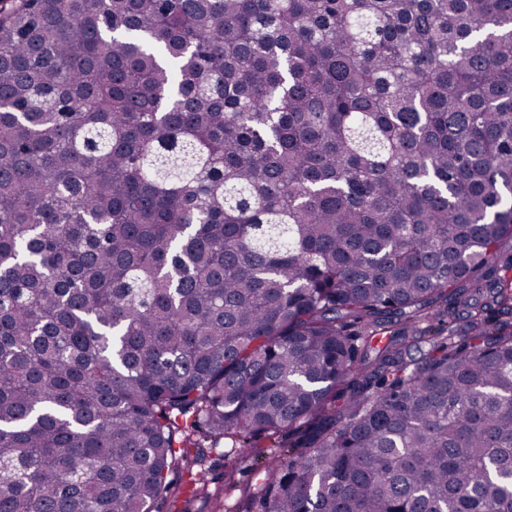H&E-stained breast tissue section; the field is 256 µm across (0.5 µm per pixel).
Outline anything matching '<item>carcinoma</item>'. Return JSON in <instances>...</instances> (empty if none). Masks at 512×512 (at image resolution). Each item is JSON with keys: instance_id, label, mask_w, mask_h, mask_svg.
Listing matches in <instances>:
<instances>
[{"instance_id": "carcinoma-1", "label": "carcinoma", "mask_w": 512, "mask_h": 512, "mask_svg": "<svg viewBox=\"0 0 512 512\" xmlns=\"http://www.w3.org/2000/svg\"><path fill=\"white\" fill-rule=\"evenodd\" d=\"M507 240L512 0H0V512H512ZM232 442L228 439L221 441L217 452L207 463L206 478L209 481L210 488H221L224 485V473L227 471L235 472L237 487L221 496L218 500H198L193 503L188 512H238L242 497V488L251 483L255 477V469L258 459L245 454H239L232 450ZM222 455L221 457L219 456ZM212 465L211 467H209Z\"/></svg>"}]
</instances>
